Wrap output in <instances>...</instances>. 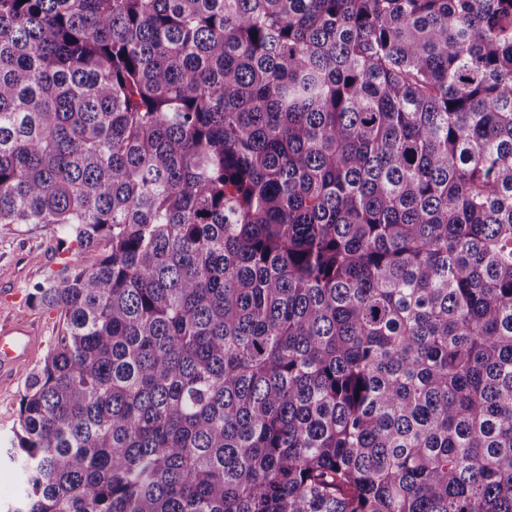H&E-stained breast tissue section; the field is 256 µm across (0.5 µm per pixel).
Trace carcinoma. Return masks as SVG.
<instances>
[{"label":"carcinoma","mask_w":512,"mask_h":512,"mask_svg":"<svg viewBox=\"0 0 512 512\" xmlns=\"http://www.w3.org/2000/svg\"><path fill=\"white\" fill-rule=\"evenodd\" d=\"M0 224L12 512H512V0H0ZM59 246L57 234L46 224H0V295L18 292L9 306L0 304L1 321L29 324H0V374L13 372L23 362L22 341L36 339L25 368L39 366L62 330L55 312H37L26 301L28 287L55 269ZM33 330V331H32ZM24 390L21 376L0 375V512H7L23 492L16 464L6 455L12 428L18 418L20 396Z\"/></svg>","instance_id":"1"}]
</instances>
